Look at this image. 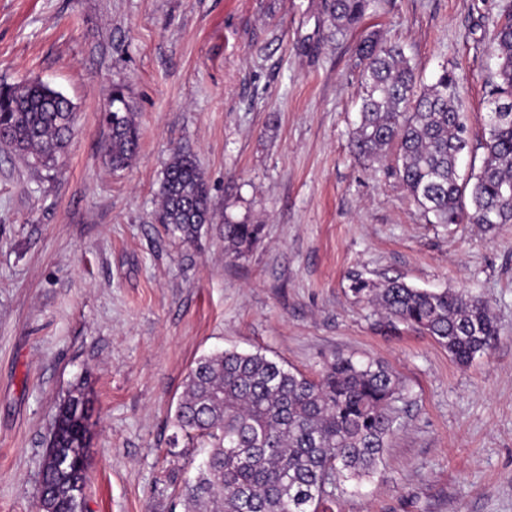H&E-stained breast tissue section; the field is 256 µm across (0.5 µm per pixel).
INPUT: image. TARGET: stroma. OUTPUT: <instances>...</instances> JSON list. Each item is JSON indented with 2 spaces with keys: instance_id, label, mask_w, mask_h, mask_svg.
Segmentation results:
<instances>
[{
  "instance_id": "1",
  "label": "stroma",
  "mask_w": 512,
  "mask_h": 512,
  "mask_svg": "<svg viewBox=\"0 0 512 512\" xmlns=\"http://www.w3.org/2000/svg\"><path fill=\"white\" fill-rule=\"evenodd\" d=\"M511 0H374L333 37L329 0H0V83L38 79L77 106L59 164L0 147V512H37L56 406L93 400L85 512H170L203 447H170L200 356L262 351L316 378L336 356L405 386L374 474L331 486L334 512H512V223L431 224L394 157L358 159L359 40L403 47L416 74L458 78L462 169L481 164ZM123 89L140 132L112 169L104 110ZM193 153L215 229L157 224L164 169ZM259 224L243 257L224 220ZM487 302L500 339L461 366L427 334L385 326L354 275Z\"/></svg>"
}]
</instances>
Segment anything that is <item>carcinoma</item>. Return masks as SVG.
<instances>
[{"mask_svg":"<svg viewBox=\"0 0 512 512\" xmlns=\"http://www.w3.org/2000/svg\"><path fill=\"white\" fill-rule=\"evenodd\" d=\"M371 0H330L334 34L355 27ZM490 40L499 60L488 95L485 157L463 178L457 162L468 147L467 119L458 82L444 68L424 84L399 45L369 34L362 60L360 121L352 133L355 154L382 163L396 150L398 175L412 200L436 224L468 217L489 228L512 222V5L493 24ZM110 126L106 153L112 167L128 165L139 134L125 95L116 91L105 109ZM70 102L38 81L0 85V143L34 167L53 166L74 134ZM157 221L194 243L213 223L207 181L194 155L177 149L166 165ZM470 197L472 212L465 213ZM260 224L224 221L225 252L241 256L260 239ZM352 293L373 304L389 325L404 323L432 336L458 364L491 350L498 325L477 297L415 288L401 278L382 283L355 276ZM402 382L379 362L337 357L317 379L266 354L224 350L200 357L190 369L176 407L171 444L183 438L207 444L196 476L179 495L182 512H332L327 485L341 475L361 481L380 462L397 420ZM92 407L76 385L57 405L53 447L64 452L90 435ZM84 469L60 470L44 455L39 483L43 512H80L71 483Z\"/></svg>","mask_w":512,"mask_h":512,"instance_id":"obj_1","label":"carcinoma"}]
</instances>
